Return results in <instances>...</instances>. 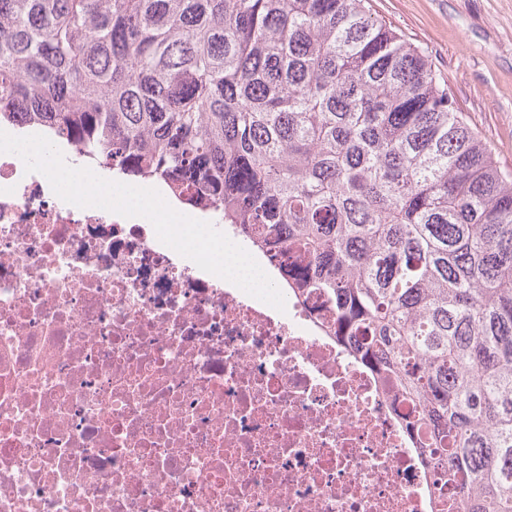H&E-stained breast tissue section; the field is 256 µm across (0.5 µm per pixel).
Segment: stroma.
<instances>
[{
    "label": "stroma",
    "instance_id": "1",
    "mask_svg": "<svg viewBox=\"0 0 512 512\" xmlns=\"http://www.w3.org/2000/svg\"><path fill=\"white\" fill-rule=\"evenodd\" d=\"M429 55L468 126L512 176V0H368Z\"/></svg>",
    "mask_w": 512,
    "mask_h": 512
}]
</instances>
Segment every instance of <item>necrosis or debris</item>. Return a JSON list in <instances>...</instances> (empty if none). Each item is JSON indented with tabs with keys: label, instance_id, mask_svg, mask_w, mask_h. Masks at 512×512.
I'll list each match as a JSON object with an SVG mask.
<instances>
[{
	"label": "necrosis or debris",
	"instance_id": "1",
	"mask_svg": "<svg viewBox=\"0 0 512 512\" xmlns=\"http://www.w3.org/2000/svg\"><path fill=\"white\" fill-rule=\"evenodd\" d=\"M285 301L0 153V512H447L408 408Z\"/></svg>",
	"mask_w": 512,
	"mask_h": 512
}]
</instances>
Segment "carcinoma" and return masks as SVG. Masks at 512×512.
<instances>
[{
  "instance_id": "1",
  "label": "carcinoma",
  "mask_w": 512,
  "mask_h": 512,
  "mask_svg": "<svg viewBox=\"0 0 512 512\" xmlns=\"http://www.w3.org/2000/svg\"><path fill=\"white\" fill-rule=\"evenodd\" d=\"M27 126L272 251L451 512H512V179L365 0H0V130Z\"/></svg>"
}]
</instances>
